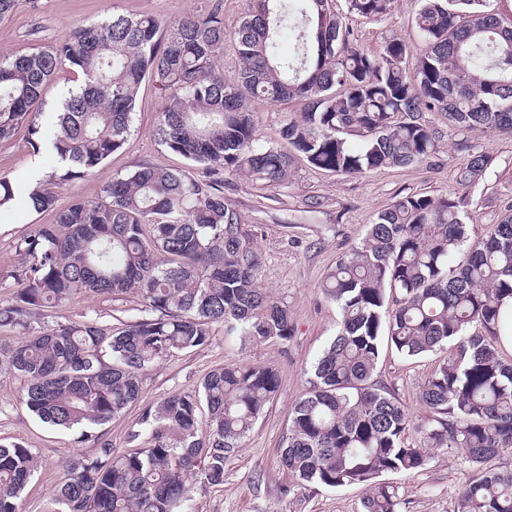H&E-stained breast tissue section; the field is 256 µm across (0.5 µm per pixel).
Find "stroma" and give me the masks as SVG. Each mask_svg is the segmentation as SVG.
Returning <instances> with one entry per match:
<instances>
[{
  "mask_svg": "<svg viewBox=\"0 0 512 512\" xmlns=\"http://www.w3.org/2000/svg\"><path fill=\"white\" fill-rule=\"evenodd\" d=\"M221 2L226 28H233L247 11L249 0H19L9 20L0 22V54L24 52L63 40L80 25L115 14L152 15L170 23ZM334 8L357 45L378 51L392 36L419 51L412 26L418 0H397L388 17L370 20L348 13L345 0ZM165 105L153 84H143L136 102L132 128L121 149L96 173L55 188L59 205L101 197L104 185L142 163L200 177L201 167L158 142L153 134ZM252 114L262 141L280 142L285 118L297 117L295 104L271 105L254 100ZM438 131L440 149L431 162L380 169L363 176H347L313 167L297 159L286 184L262 189L242 175L224 178V198L241 217L251 242L261 254L257 283L288 305L294 332L288 341H241L212 325L208 343L174 354L146 375L140 399L125 415L88 432L61 430L42 423L20 399L24 384L16 373L0 365V445L22 444L38 457V470L21 494L19 512H57L54 501L65 479L64 464L74 457H94L101 442L113 453L129 450V430L142 412L169 394L195 390L211 370L227 363L270 366L280 387L267 405L242 448L224 466V482L217 486L194 483L192 512H361V486L328 488L301 486L283 468L280 449L288 433L290 413L308 388L311 366L335 336L341 319L335 301L321 288L338 256L361 245L368 224L392 202L407 194L445 196L458 202L471 238L486 237L512 209V137L473 133L471 140L487 155L490 165L475 184L456 182L466 155L457 151L443 113H426ZM60 162L48 143L31 147L25 131L0 141V175L18 184L45 181ZM49 214H37L16 203L0 209V304L9 303L19 288L17 273L27 261L16 249L20 237L50 223ZM141 295L130 292L116 298L71 295L44 309L35 328L92 321L119 328L146 317ZM440 354L407 359L383 346L378 379L389 387L413 419L425 416L419 395L425 379L437 367ZM475 476L463 452L433 448L426 466L416 472L384 474L398 486L401 512H457L458 493Z\"/></svg>",
  "mask_w": 512,
  "mask_h": 512,
  "instance_id": "obj_1",
  "label": "stroma"
}]
</instances>
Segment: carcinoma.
Masks as SVG:
<instances>
[{
    "mask_svg": "<svg viewBox=\"0 0 512 512\" xmlns=\"http://www.w3.org/2000/svg\"><path fill=\"white\" fill-rule=\"evenodd\" d=\"M331 2L253 0L231 32L217 3L169 24L117 15L54 45L0 56V141L24 129L37 148L45 87L65 72L83 76L53 111L63 167L25 198L52 223L17 242L31 263L0 306V327L27 334L0 343V362L26 380L21 400L43 422L70 430L121 416L139 399L146 371L204 346L215 322L245 339L292 337L288 306L256 286L260 256L224 199L222 175L276 187L298 156L349 176L420 164L438 151L424 113L444 112L467 154L457 181L469 185L489 166L470 135L512 136V21L492 0H420L414 25L423 50L413 62L399 38L377 52L354 44ZM346 3L377 19L395 0ZM286 31L293 44L285 53ZM228 46L237 71L226 79L218 63ZM148 79L166 100L159 141L203 167L202 178L142 163L112 177L101 199L58 207L50 185L95 172L122 147ZM255 99L301 105V118L283 123L282 142H259ZM17 193L1 175L0 207ZM322 288L341 323L292 409L283 467L301 483L366 486L363 512H400L398 488L379 477L423 469L430 448H455L477 471L459 512H512V469L492 465L512 450V360L500 337L501 322L512 321L502 314L512 298V214L472 242L454 200L402 196L368 225L362 246L337 258ZM131 291L150 316L116 330L84 321L31 333L37 310L75 292ZM384 342L406 357L443 354L421 388L428 416L418 423L373 382ZM279 385L271 367L229 363L197 390L167 396L128 432L135 449L118 455L103 442L95 457L65 462L60 512H186L189 480L224 483L226 460ZM411 428L419 448L405 439ZM36 471L32 449L0 445V512H18Z\"/></svg>",
    "mask_w": 512,
    "mask_h": 512,
    "instance_id": "obj_1",
    "label": "carcinoma"
}]
</instances>
